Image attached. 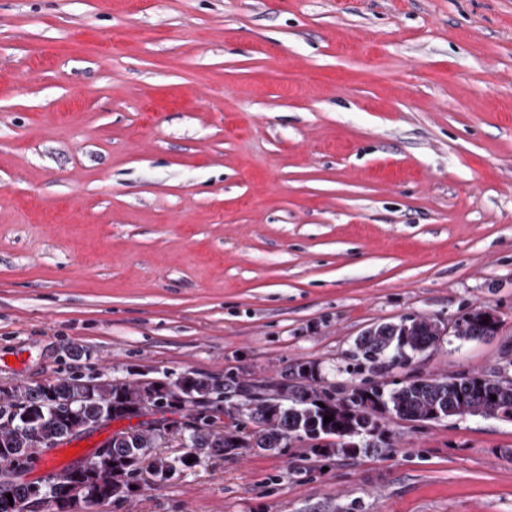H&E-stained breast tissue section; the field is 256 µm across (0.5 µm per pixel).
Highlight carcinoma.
<instances>
[{
  "label": "carcinoma",
  "instance_id": "obj_1",
  "mask_svg": "<svg viewBox=\"0 0 512 512\" xmlns=\"http://www.w3.org/2000/svg\"><path fill=\"white\" fill-rule=\"evenodd\" d=\"M460 338L477 339L490 330L489 324L468 311L459 318ZM432 319L424 316H403L397 321L374 324L354 342L352 358L359 370L371 373L381 365L409 362L411 355L429 348L432 339ZM309 375L288 376L276 382L246 383L228 374L222 378L182 375L156 382L130 385L71 373L53 384L9 388L10 398L0 404V512H23L22 500L26 488L19 482L18 471L32 465L39 448H54L68 443L82 433L61 416L68 404L82 408L85 419L91 420L98 409H112V419H131L128 408L140 404L141 391L157 393L151 413L161 415L149 429L129 439L112 440L110 464L98 467L92 485L87 487L85 504L96 506L133 493L131 486L142 481V463L152 449L170 442L166 430V415L179 414L188 420L182 447L187 449L170 462L150 463L154 473L165 476L175 467L190 470L205 463L212 455H235L245 448L280 454L295 438L306 433V427L316 421L328 428L334 442L318 447L311 445L312 456L357 457L390 447L389 438H377V444L364 443L350 447L353 439L346 432L336 434V421L324 422V416H336L333 407L344 405L353 412V420L371 415L380 420L386 415L419 421L433 405L448 410V417H462L467 411L483 405L481 390L484 375H446L412 377L393 388L363 379L348 388L336 390L330 385L318 389L314 383L321 378L320 367L308 363ZM239 396L244 411H229L215 403L222 392ZM232 418L229 428L216 426V419ZM194 461L187 462L188 458ZM67 470L48 481L47 502L54 512H69L65 486ZM12 498H7V495Z\"/></svg>",
  "mask_w": 512,
  "mask_h": 512
}]
</instances>
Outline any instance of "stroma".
Here are the masks:
<instances>
[{"label":"stroma","instance_id":"1","mask_svg":"<svg viewBox=\"0 0 512 512\" xmlns=\"http://www.w3.org/2000/svg\"><path fill=\"white\" fill-rule=\"evenodd\" d=\"M477 306L497 336L377 381L512 375V0H0V388L347 386L371 325ZM383 424L379 456L295 440L81 512H512V422Z\"/></svg>","mask_w":512,"mask_h":512}]
</instances>
